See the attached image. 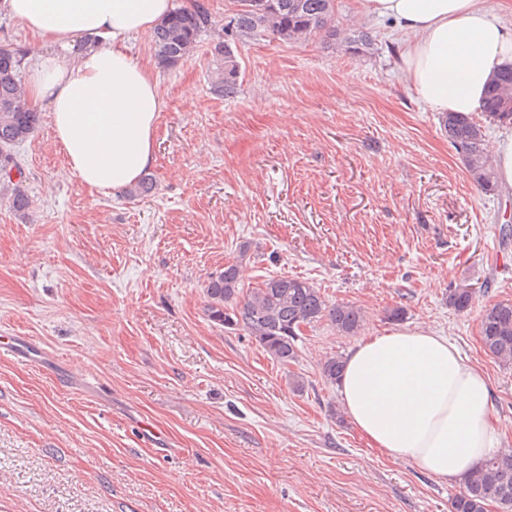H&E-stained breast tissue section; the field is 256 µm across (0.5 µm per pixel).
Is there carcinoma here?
Returning a JSON list of instances; mask_svg holds the SVG:
<instances>
[{
    "label": "carcinoma",
    "instance_id": "carcinoma-1",
    "mask_svg": "<svg viewBox=\"0 0 512 512\" xmlns=\"http://www.w3.org/2000/svg\"><path fill=\"white\" fill-rule=\"evenodd\" d=\"M236 10L224 27L226 33L245 38L268 33L289 43L305 42L322 34L341 39L359 54L371 45L368 33L343 34L335 24V0H238ZM211 26L208 11L197 5L179 7L154 29L153 39L159 63L175 67L187 62ZM217 66L214 88L229 95L236 91L240 62L231 46L220 38L214 45ZM22 56L11 48L0 47V173L8 167L20 168L14 151L25 143L41 123V113L28 108L21 84ZM480 112L495 122L512 124V66L499 70L488 88ZM448 142L462 156L467 172L482 189L495 186L493 160L486 149L484 127L469 115L450 112L443 116ZM10 206L24 211L30 198L22 181L6 185ZM209 317L214 321L242 328L276 363L286 366L298 358L296 341L301 327L327 319L337 332L350 336L363 326L362 310L352 304H328L320 289L299 278L280 276L243 290L234 264L208 279ZM474 290L458 285L448 293V305L467 311L473 304ZM480 340L484 352L504 363H512V302L500 301L480 316ZM343 360L330 357L322 365L323 377L334 383L340 376ZM495 505L512 512V452L486 457L465 479L464 487L450 501V512H488Z\"/></svg>",
    "mask_w": 512,
    "mask_h": 512
}]
</instances>
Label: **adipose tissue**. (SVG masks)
Returning <instances> with one entry per match:
<instances>
[{
	"instance_id": "ef3b65f1",
	"label": "adipose tissue",
	"mask_w": 512,
	"mask_h": 512,
	"mask_svg": "<svg viewBox=\"0 0 512 512\" xmlns=\"http://www.w3.org/2000/svg\"><path fill=\"white\" fill-rule=\"evenodd\" d=\"M363 15L408 33L398 65L436 112L480 109L494 74L512 65V0H360ZM171 0H0V12L57 46L39 56L27 95L48 102L70 171L97 191H119L154 162L164 103L153 67L130 37L153 31ZM351 424L395 461L439 480L467 476L497 447L486 375L427 327L362 337L337 381Z\"/></svg>"
}]
</instances>
